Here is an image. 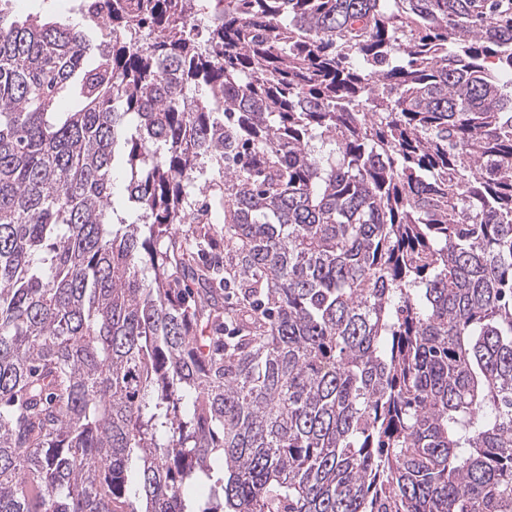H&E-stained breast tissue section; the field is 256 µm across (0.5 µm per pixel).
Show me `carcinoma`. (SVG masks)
Instances as JSON below:
<instances>
[{
  "mask_svg": "<svg viewBox=\"0 0 512 512\" xmlns=\"http://www.w3.org/2000/svg\"><path fill=\"white\" fill-rule=\"evenodd\" d=\"M83 2L0 16V512H512V0ZM27 5L24 9H20L17 5L16 0L2 1L1 8L4 12L8 13V18L11 20L25 19L29 13H38L45 17L55 18L57 20L67 21L70 23H76L79 20V16L75 15L72 9L77 5V1H73L72 8L68 0H26Z\"/></svg>",
  "mask_w": 512,
  "mask_h": 512,
  "instance_id": "obj_1",
  "label": "carcinoma"
}]
</instances>
